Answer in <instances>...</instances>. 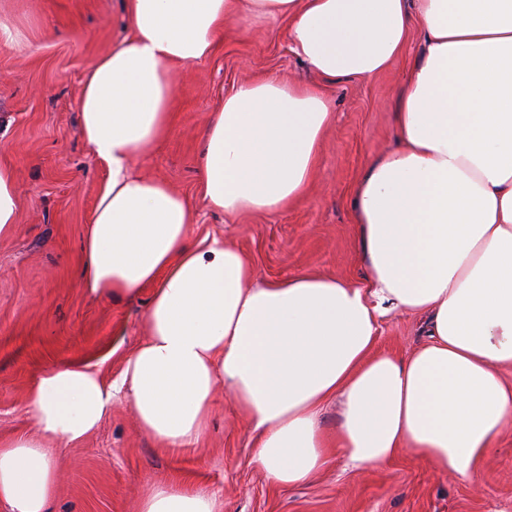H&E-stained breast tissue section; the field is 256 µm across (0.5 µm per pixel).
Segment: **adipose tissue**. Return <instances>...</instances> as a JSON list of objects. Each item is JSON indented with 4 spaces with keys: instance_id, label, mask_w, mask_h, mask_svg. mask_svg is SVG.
<instances>
[{
    "instance_id": "obj_1",
    "label": "adipose tissue",
    "mask_w": 512,
    "mask_h": 512,
    "mask_svg": "<svg viewBox=\"0 0 512 512\" xmlns=\"http://www.w3.org/2000/svg\"><path fill=\"white\" fill-rule=\"evenodd\" d=\"M127 35L89 68L81 134L109 179L82 243L91 293H153L147 337L118 379L80 364L35 376L36 433L0 447V504L49 512L56 443L132 406L159 447L194 444L223 387L270 482L298 486L343 453L361 472L411 449L474 483L512 419V0H125ZM288 23L293 51L325 80L370 79L412 30L422 55L399 98V147L373 161L351 200L362 281L302 272L256 279L219 239L191 243L196 210L133 168L171 126L177 68L209 56L229 21ZM333 112L322 91L270 77L211 113L203 199L233 217L300 201ZM423 316L408 356L374 351L378 322ZM338 399L335 434L320 414ZM140 512H220L214 494L155 485Z\"/></svg>"
}]
</instances>
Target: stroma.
Listing matches in <instances>:
<instances>
[{
    "label": "stroma",
    "instance_id": "stroma-1",
    "mask_svg": "<svg viewBox=\"0 0 512 512\" xmlns=\"http://www.w3.org/2000/svg\"><path fill=\"white\" fill-rule=\"evenodd\" d=\"M14 34L0 44V159L15 170L19 221L0 238V443L31 436L29 389L38 373L78 362L117 378L145 338L152 290L131 301L96 298L82 287V238L108 171L78 124L88 68L125 33L123 0H0ZM423 52L412 33L404 54L379 76L323 83L293 51L287 27L228 25L209 57L178 69L171 130L135 159L140 172L196 205L192 240L218 238L239 249L259 278L299 272L363 279L351 199L375 159L397 146L394 112L411 64ZM269 76L323 85L335 121L307 195L274 216L230 218L201 198L198 161L211 113L238 85ZM425 340L422 320L392 313L376 349L404 356ZM246 416L216 388L209 427L191 448L163 450L119 404L86 439L54 451L59 490L51 512H138L159 483L213 493L224 512H512V421L478 483L434 469L411 450L367 473L342 456L305 484L269 482L252 462Z\"/></svg>",
    "mask_w": 512,
    "mask_h": 512
}]
</instances>
